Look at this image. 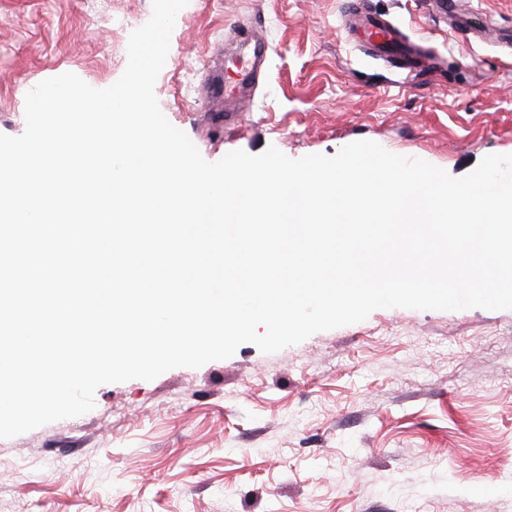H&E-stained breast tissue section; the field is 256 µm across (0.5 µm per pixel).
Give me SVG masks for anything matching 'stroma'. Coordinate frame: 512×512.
<instances>
[{
	"mask_svg": "<svg viewBox=\"0 0 512 512\" xmlns=\"http://www.w3.org/2000/svg\"><path fill=\"white\" fill-rule=\"evenodd\" d=\"M347 0H189L155 94L203 158L357 140L455 177L512 153V49L427 0H371L426 48L398 73L343 31ZM152 0H0V133L66 72L114 84ZM268 45L215 111L234 29ZM88 413L0 439V512H512V309L380 308L273 354L100 386ZM496 497L481 495L483 486Z\"/></svg>",
	"mask_w": 512,
	"mask_h": 512,
	"instance_id": "obj_1",
	"label": "stroma"
}]
</instances>
